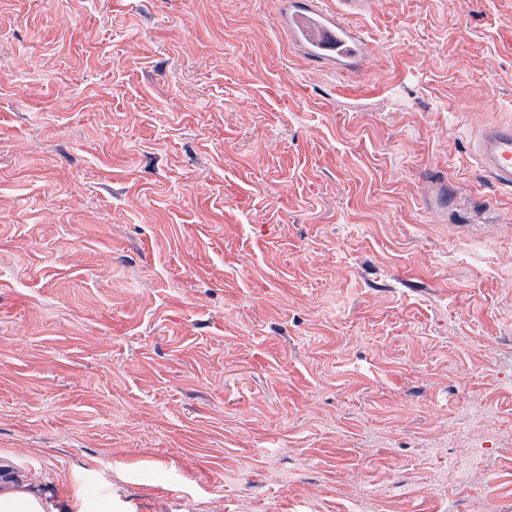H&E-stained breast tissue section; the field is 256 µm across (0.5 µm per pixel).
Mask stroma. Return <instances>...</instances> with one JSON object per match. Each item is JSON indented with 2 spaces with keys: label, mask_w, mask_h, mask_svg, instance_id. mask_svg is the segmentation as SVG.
<instances>
[{
  "label": "stroma",
  "mask_w": 512,
  "mask_h": 512,
  "mask_svg": "<svg viewBox=\"0 0 512 512\" xmlns=\"http://www.w3.org/2000/svg\"><path fill=\"white\" fill-rule=\"evenodd\" d=\"M0 0V457L87 512H512V0ZM320 0H298L288 14V33L315 61L342 64L365 51V44L340 15L321 6ZM481 170L496 184L512 187V125L488 127L481 131L476 144Z\"/></svg>",
  "instance_id": "1"
}]
</instances>
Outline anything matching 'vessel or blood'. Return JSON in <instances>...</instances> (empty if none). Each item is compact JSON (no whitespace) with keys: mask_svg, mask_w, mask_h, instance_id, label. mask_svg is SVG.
Masks as SVG:
<instances>
[{"mask_svg":"<svg viewBox=\"0 0 512 512\" xmlns=\"http://www.w3.org/2000/svg\"><path fill=\"white\" fill-rule=\"evenodd\" d=\"M288 33L315 61L342 64L365 51L364 43L343 17L329 13L321 0H298L288 17ZM481 170L496 184L512 187V125L488 127L476 144Z\"/></svg>","mask_w":512,"mask_h":512,"instance_id":"b4317fda","label":"vessel or blood"}]
</instances>
